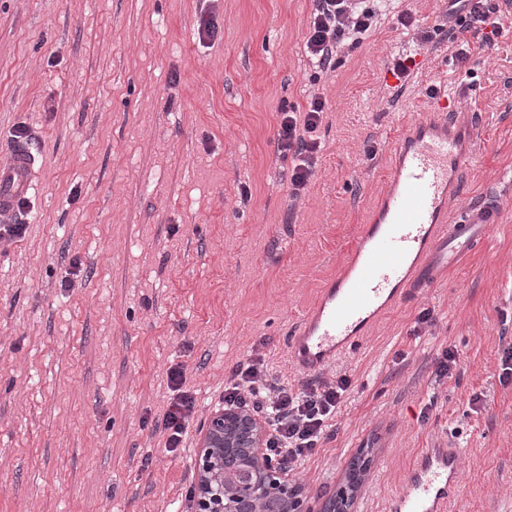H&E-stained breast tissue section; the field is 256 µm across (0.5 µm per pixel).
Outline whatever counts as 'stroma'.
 <instances>
[{"label":"stroma","instance_id":"1","mask_svg":"<svg viewBox=\"0 0 512 512\" xmlns=\"http://www.w3.org/2000/svg\"><path fill=\"white\" fill-rule=\"evenodd\" d=\"M402 5L409 27L382 17L315 82L312 0H0V159L22 129L43 161L25 235L0 239V512H195L209 417L257 356L294 387L351 380L330 436L291 472L303 497L327 499L365 449L357 510L385 512L419 452L449 443L463 450L454 512H512V2L494 45L460 32L466 76L432 32L448 0ZM410 48L402 82L392 62ZM432 87L480 119L460 201H497L499 221L305 376L286 338L347 260ZM315 94L320 149L297 194L279 110ZM448 348L458 364L441 377ZM176 366L195 409L172 451Z\"/></svg>","mask_w":512,"mask_h":512}]
</instances>
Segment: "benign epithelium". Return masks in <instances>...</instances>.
<instances>
[{
  "label": "benign epithelium",
  "mask_w": 512,
  "mask_h": 512,
  "mask_svg": "<svg viewBox=\"0 0 512 512\" xmlns=\"http://www.w3.org/2000/svg\"><path fill=\"white\" fill-rule=\"evenodd\" d=\"M266 432L261 422L231 410L211 417L202 448L196 457L201 474L196 496V512H258L270 503L283 512H354L360 496L362 479L350 475L343 479L323 507L313 510L297 489L288 472L278 468L264 452ZM242 448L254 466L242 469L230 491L217 480L224 467V449Z\"/></svg>",
  "instance_id": "benign-epithelium-1"
}]
</instances>
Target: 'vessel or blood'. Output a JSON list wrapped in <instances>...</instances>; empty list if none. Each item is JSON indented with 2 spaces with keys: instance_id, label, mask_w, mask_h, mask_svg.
<instances>
[{
  "instance_id": "vessel-or-blood-1",
  "label": "vessel or blood",
  "mask_w": 512,
  "mask_h": 512,
  "mask_svg": "<svg viewBox=\"0 0 512 512\" xmlns=\"http://www.w3.org/2000/svg\"><path fill=\"white\" fill-rule=\"evenodd\" d=\"M478 123L469 109L434 102L393 145L391 181L342 271L321 288L316 304L287 338L291 364L316 375L360 347L376 316L433 287L459 257L480 247L500 211L484 203L464 208L456 223L447 211L474 160ZM37 164L27 147L0 162V218L30 194ZM462 451L424 449L387 512H450L461 492Z\"/></svg>"
}]
</instances>
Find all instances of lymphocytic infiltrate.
I'll list each match as a JSON object with an SVG mask.
<instances>
[{
  "label": "lymphocytic infiltrate",
  "mask_w": 512,
  "mask_h": 512,
  "mask_svg": "<svg viewBox=\"0 0 512 512\" xmlns=\"http://www.w3.org/2000/svg\"><path fill=\"white\" fill-rule=\"evenodd\" d=\"M388 6L389 0H314L305 46L315 72L335 68L343 49L359 47ZM498 10L495 0H448V11L443 21L435 24L434 31L455 43L450 59L456 68H465L471 59L469 49L456 44L458 29L481 30L482 44L491 45L494 37L502 33L500 26L490 23ZM325 109L322 97L315 96L305 109L280 110L279 149L281 155L294 160V191L303 190L312 174L314 155L319 148L312 134ZM167 379L172 395L162 425L168 447L176 448L183 442L195 402L182 389L180 368L169 369ZM349 387L350 381L344 376L332 385L291 387L274 380L262 361L257 360L233 371L224 385V405L263 419L269 428V457L290 470L315 454Z\"/></svg>",
  "instance_id": "1"
}]
</instances>
